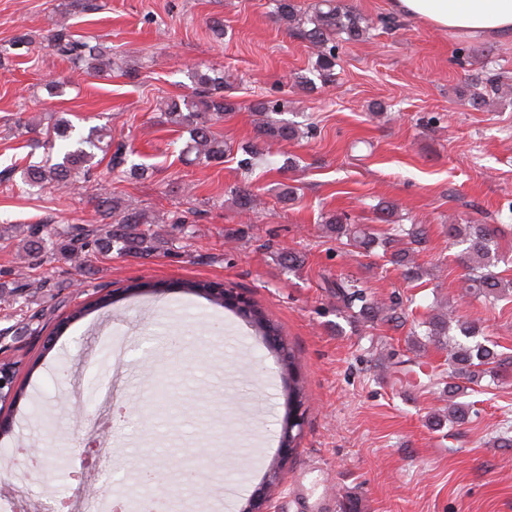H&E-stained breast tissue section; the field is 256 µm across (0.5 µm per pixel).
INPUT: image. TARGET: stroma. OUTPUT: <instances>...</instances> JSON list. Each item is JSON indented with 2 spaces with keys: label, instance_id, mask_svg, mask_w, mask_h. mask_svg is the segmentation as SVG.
<instances>
[{
  "label": "stroma",
  "instance_id": "obj_1",
  "mask_svg": "<svg viewBox=\"0 0 512 512\" xmlns=\"http://www.w3.org/2000/svg\"><path fill=\"white\" fill-rule=\"evenodd\" d=\"M60 2L0 0V170L41 159L31 131L62 116L76 134L102 126L132 140V162L155 174L115 179L103 161L92 181L63 191L2 182L0 227L40 223L53 240L67 225L97 223L95 189L108 179L128 207L187 213L192 236L147 259L95 255L89 280L48 252L31 274L51 276L50 288L0 293V362L15 363L26 390L5 409L12 428L0 442L12 451L0 455V503L84 512L91 495L126 494L153 512H243L262 487L270 512H340L345 497L357 512H512V292L462 299V247L448 232L452 222L497 227L494 271L512 281V95L468 101L476 76L512 85V40L474 41L407 18L391 31L389 0H343L373 27L339 44L332 86L308 92L295 79L315 57L273 0H104L74 18L76 34L117 61L91 77L48 41ZM21 32L32 39L24 51L10 46ZM188 62L223 67L224 92L239 105L213 128L228 145L223 162L187 163V133L158 109L185 94ZM260 98L288 99L283 118L300 136L261 144L246 172L238 148L255 136ZM239 186L257 199L247 218L230 193ZM336 214L374 243L332 229ZM392 222L425 227L409 247L417 279L382 245ZM339 277L375 305L398 304L399 321L351 318L327 286ZM186 279L226 285L278 325L305 391L296 448L279 446L277 354L235 308L176 289ZM139 282L166 288L140 293ZM94 286L111 292V305L57 330ZM448 307L505 359L496 378L459 384L447 350L413 335ZM24 309L41 313V331L22 330ZM110 336L126 339L119 358ZM456 403L471 408L458 426L448 422ZM32 448L41 468L29 464ZM279 460V482L264 486ZM185 465L199 468L197 482Z\"/></svg>",
  "mask_w": 512,
  "mask_h": 512
}]
</instances>
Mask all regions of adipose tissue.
Listing matches in <instances>:
<instances>
[{
	"label": "adipose tissue",
	"instance_id": "1",
	"mask_svg": "<svg viewBox=\"0 0 512 512\" xmlns=\"http://www.w3.org/2000/svg\"><path fill=\"white\" fill-rule=\"evenodd\" d=\"M396 14L477 41L512 38V0H391Z\"/></svg>",
	"mask_w": 512,
	"mask_h": 512
}]
</instances>
